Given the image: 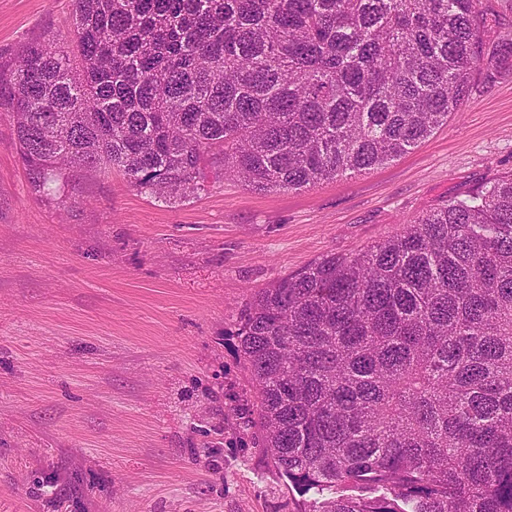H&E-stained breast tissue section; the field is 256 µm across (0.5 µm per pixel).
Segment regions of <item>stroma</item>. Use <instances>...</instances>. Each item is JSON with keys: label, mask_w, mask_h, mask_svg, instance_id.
<instances>
[{"label": "stroma", "mask_w": 512, "mask_h": 512, "mask_svg": "<svg viewBox=\"0 0 512 512\" xmlns=\"http://www.w3.org/2000/svg\"><path fill=\"white\" fill-rule=\"evenodd\" d=\"M73 0H0V49L69 36ZM512 173V71L394 162L301 190L209 179L178 202L120 174L32 192L0 116V512H300L240 428L235 332L259 289L383 241Z\"/></svg>", "instance_id": "1"}]
</instances>
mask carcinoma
Masks as SVG:
<instances>
[{
  "label": "carcinoma",
  "instance_id": "1",
  "mask_svg": "<svg viewBox=\"0 0 512 512\" xmlns=\"http://www.w3.org/2000/svg\"><path fill=\"white\" fill-rule=\"evenodd\" d=\"M479 0H74V40L0 50L41 193L119 171L166 201L206 170L300 190L393 162L512 70ZM231 408L304 512H512V174L259 289Z\"/></svg>",
  "mask_w": 512,
  "mask_h": 512
}]
</instances>
